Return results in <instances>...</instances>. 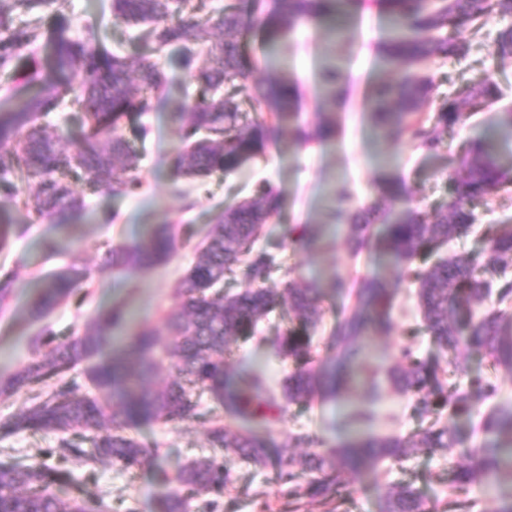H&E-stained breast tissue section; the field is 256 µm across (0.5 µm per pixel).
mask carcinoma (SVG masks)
I'll list each match as a JSON object with an SVG mask.
<instances>
[{"mask_svg":"<svg viewBox=\"0 0 512 512\" xmlns=\"http://www.w3.org/2000/svg\"><path fill=\"white\" fill-rule=\"evenodd\" d=\"M366 0H230L217 11L206 10L205 0H111L116 20L145 24L143 38L157 55L178 45L180 65L190 70L197 97L174 109L182 148L177 155L178 175L197 179L217 172L233 173L264 154L285 135L298 115V95L293 81L269 82L255 78L257 61L246 38L254 30L267 41L284 39L301 23L349 19ZM389 17L390 33L380 49L381 58L397 75L380 82L367 110L379 136L408 137L429 155L437 154L443 135L460 125L466 112H477L498 99V85L484 78L462 89L453 99L439 103L433 115L418 117L432 104L433 79L421 72L435 55L462 56L469 44L456 33L481 29L480 21L495 11L512 15V0H375ZM53 0H0V70L11 80L0 94V246L15 232L10 209H23L40 220H52L82 208L79 185L105 187L114 195L135 193L142 185L135 140L147 135L133 128L134 139L120 132V121L152 109H166L167 78L158 60L138 61V84H130L128 60L112 52L90 27L82 37L71 34V22L56 12L47 25H15V15L30 13ZM207 48L209 64L191 69L195 47ZM495 53L512 59V28L498 35ZM79 77L73 84L72 78ZM77 106L86 144L72 152L58 146L59 135L36 124L40 115L55 111L65 99ZM248 102L252 113L242 110ZM336 124L321 119L311 137L320 142L336 139ZM465 173L448 178V198L434 211L407 208L393 217L376 201L352 206L349 191L338 193L331 221L349 225L348 250L389 258L398 273L418 285L424 330L440 350L452 355L462 348L488 354L493 363L512 373V314L502 308L486 311L473 323L465 316L473 304L496 295L498 304L512 303V279L502 276L512 262V225L490 227L487 245L477 258L441 259L427 267L416 263L437 252L448 240L466 232L476 221V209L488 205L512 174L493 152L490 141L474 139L464 148ZM34 183L35 193H20L19 182ZM405 194L396 177L383 180L381 195L397 199ZM281 193L264 182L251 198L229 205L215 218L205 242L183 276L174 304L165 315V335L148 328L127 337L125 347L109 354L113 330L125 319L114 307L91 316L81 334L59 338L51 332L37 337L44 355L22 365L0 380V395L12 396L25 388L57 379L47 398L33 404L10 425L12 431L62 432L78 437L91 432L86 451L62 441V458L74 456L107 461L124 469L146 464L156 449L125 434V428L146 421L179 423L201 417L194 396L207 394L222 410L209 419L208 439L214 454L163 475L178 490L166 492L161 512H188V502L199 499L204 512H215L219 500L233 483L227 452L259 467L270 464L268 434L263 432L281 410L265 376L241 369L229 382L224 363L232 344L255 333L260 320L285 307L299 322L277 339V353L293 364L282 387L288 404H306L316 398H337L348 389H362L368 407L353 415L362 426L373 418L371 405L380 386L363 377L360 341L369 331L392 328L394 294L381 278L361 280L352 292L353 304L336 316L325 346L333 363L316 362L311 331L322 321V288L301 286L289 278L275 293L262 284L281 269L276 256L254 249L262 225L279 216ZM375 224L384 225L379 236ZM198 231L185 224L180 234L159 225L141 241L108 250L105 260L115 266L151 269L177 249L192 244ZM239 284L224 290V282ZM74 293L73 279L60 272L45 280L29 312L43 317ZM85 363L86 378L98 391L112 396L114 410L97 398L80 394L64 381L70 368ZM170 368L175 374L162 386L155 375ZM386 381L407 398L413 414L427 428L417 438L383 437L357 433L346 442L309 454L302 463L279 457L278 477L291 497L325 502L341 501L338 476H362L385 460L399 461L410 453L434 454L459 443L449 423L470 418L498 394L493 383L479 377L464 388H450L445 370L432 357H419L410 348L386 371ZM448 412V423L436 417ZM238 422L232 426L224 418ZM488 439L471 450L469 463L448 470V487L467 492L476 485L504 479L512 484V408L495 406L482 416ZM309 479L300 482L301 475ZM78 480L64 466L33 468L21 461H0V512H98L101 504L78 495ZM383 512H432L410 484L389 491Z\"/></svg>","mask_w":512,"mask_h":512,"instance_id":"cac0c4a2","label":"carcinoma"}]
</instances>
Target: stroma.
<instances>
[{"instance_id":"1","label":"stroma","mask_w":512,"mask_h":512,"mask_svg":"<svg viewBox=\"0 0 512 512\" xmlns=\"http://www.w3.org/2000/svg\"><path fill=\"white\" fill-rule=\"evenodd\" d=\"M388 18L376 6L346 20L342 38H335L329 26L314 23L299 26L287 45H273L261 33L249 38V50L257 59V79H293L299 91V117L292 132L265 156L240 170L219 173L203 180L173 175L178 154V125L151 111L143 120L151 128L145 141L137 143L143 186L132 196L115 197L106 188L84 192L83 210L69 216L64 224L36 221L23 210L14 211L19 228L8 249L0 251V272L13 277L9 297L0 302V379L14 373L33 357L32 340L38 330L28 314L31 300L44 277L61 271L75 273L71 298L47 316L53 332L60 337L80 333L85 321L101 311L104 301L122 306L125 323L114 332L115 349H122L126 336L148 327L164 333V317L173 295L194 259L186 249L147 271L114 270L102 258L111 247L131 245L153 227L166 224L195 225L207 229L214 215L225 206L248 197L262 180L274 184L282 194L277 218L263 228L259 246L275 248L284 267L302 283H317L324 290L321 307L325 323H332L347 299L331 288L334 279L348 284L369 277L386 280L394 290L393 329L385 336L373 335L362 347L361 359L369 370L385 374L396 351L412 347L418 354L439 358L449 382L465 385L467 376L481 375L495 380L501 400L512 403V374L496 367L491 359L476 352H462L449 358L423 329L415 283L400 278L388 259L377 252L351 257L346 245L348 225L326 223L328 210L336 203V189L348 184L355 205L378 197L379 183L386 177L399 178L407 191L405 204L431 211L446 198L449 177L462 174V146L471 138L491 135L503 165L512 170V139L496 134L500 112L512 108V59L502 62L493 54L498 33L512 26V15L490 14L480 36L462 31L460 39L470 49L462 57L435 56L426 66L433 77V97H456L467 85L491 78L503 92L488 109L471 115L445 134L441 151L425 154L408 139L387 141L376 135L366 100L374 86L393 77L394 71L380 58ZM335 67L341 74L336 87V105H322L326 90L320 73ZM330 114L338 126L335 141L320 143L308 139L318 117ZM507 205L479 208L477 220L466 233L444 248V255L480 254L485 242L482 230L500 224L512 225V187L505 189ZM321 226L317 245L295 238L293 227ZM291 318L275 310L260 323L256 336L233 344L227 363L236 369L257 367L272 387H279L291 371L290 362L279 358L274 343L291 326ZM363 402L355 390L339 401H313L282 409L268 427L272 454L288 447L293 436L307 432L332 447L356 432L350 412ZM207 422L179 424L152 422L140 425L133 436L157 449L156 456L141 468L125 471L107 463L74 466L73 471L86 495L103 498L107 512H159L158 502L165 488L162 473L175 470L209 454ZM422 430L406 398L383 388L376 405V417L368 431L379 436L416 437ZM60 436L56 433H0V459L21 458L36 465H53ZM462 459L460 447L435 454L414 453L402 461H384L375 471L360 477L342 476L345 497L342 512H381L385 494L401 483L412 484L434 506L435 512H498L501 489L485 484L456 496L448 493V470ZM234 483L221 500L220 512H330L318 499L293 501L274 466L255 468L229 457Z\"/></svg>"}]
</instances>
